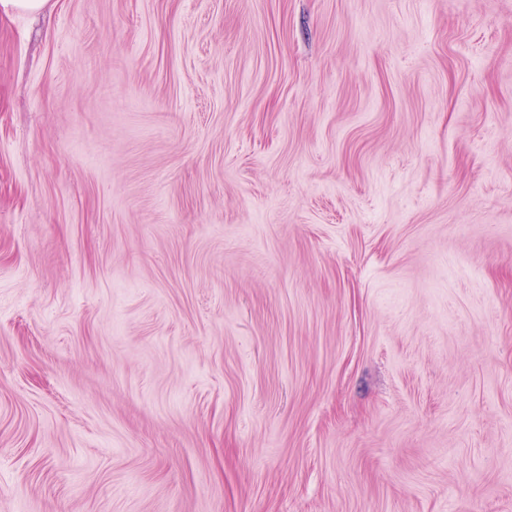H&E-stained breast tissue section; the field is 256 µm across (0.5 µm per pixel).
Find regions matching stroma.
<instances>
[{
	"mask_svg": "<svg viewBox=\"0 0 512 512\" xmlns=\"http://www.w3.org/2000/svg\"><path fill=\"white\" fill-rule=\"evenodd\" d=\"M0 512H512V0L0 16Z\"/></svg>",
	"mask_w": 512,
	"mask_h": 512,
	"instance_id": "35a3bbf8",
	"label": "stroma"
}]
</instances>
